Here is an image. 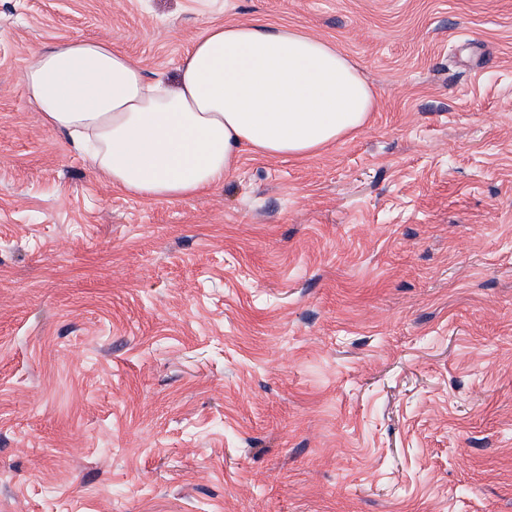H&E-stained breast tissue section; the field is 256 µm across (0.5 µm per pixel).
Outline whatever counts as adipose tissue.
<instances>
[{"instance_id": "obj_1", "label": "adipose tissue", "mask_w": 512, "mask_h": 512, "mask_svg": "<svg viewBox=\"0 0 512 512\" xmlns=\"http://www.w3.org/2000/svg\"><path fill=\"white\" fill-rule=\"evenodd\" d=\"M44 124L87 150L113 187L181 201L223 184L242 153L309 158L355 136L376 109L337 47L299 28L219 24L193 40L174 80L148 78L99 40H63L21 74Z\"/></svg>"}]
</instances>
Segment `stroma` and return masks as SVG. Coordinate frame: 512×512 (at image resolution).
Returning a JSON list of instances; mask_svg holds the SVG:
<instances>
[{"label":"stroma","instance_id":"35a3bbf8","mask_svg":"<svg viewBox=\"0 0 512 512\" xmlns=\"http://www.w3.org/2000/svg\"><path fill=\"white\" fill-rule=\"evenodd\" d=\"M252 20L377 108L188 200L20 80L78 39L171 77ZM0 512H512V0H0Z\"/></svg>","mask_w":512,"mask_h":512}]
</instances>
